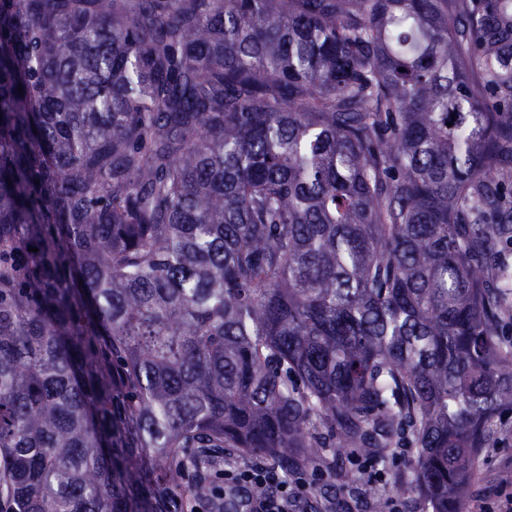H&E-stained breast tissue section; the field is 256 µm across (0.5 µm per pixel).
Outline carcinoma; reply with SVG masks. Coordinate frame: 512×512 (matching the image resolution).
Instances as JSON below:
<instances>
[{"mask_svg": "<svg viewBox=\"0 0 512 512\" xmlns=\"http://www.w3.org/2000/svg\"><path fill=\"white\" fill-rule=\"evenodd\" d=\"M509 181L512 0H0V512H186L226 448L459 512ZM376 468L381 470V477L378 481L372 482L373 490L385 503L390 498H396L400 504V512L427 510L423 508L417 496L399 492V487L409 484L413 478L411 457L406 448H389L387 455L376 464ZM387 507L390 509L387 512H398L394 500H389Z\"/></svg>", "mask_w": 512, "mask_h": 512, "instance_id": "obj_1", "label": "carcinoma"}]
</instances>
